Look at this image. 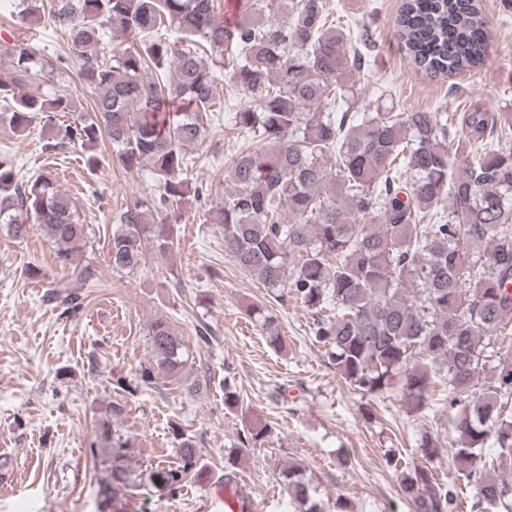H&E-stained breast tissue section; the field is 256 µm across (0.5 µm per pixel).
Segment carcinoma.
I'll use <instances>...</instances> for the list:
<instances>
[{
    "mask_svg": "<svg viewBox=\"0 0 512 512\" xmlns=\"http://www.w3.org/2000/svg\"><path fill=\"white\" fill-rule=\"evenodd\" d=\"M220 0H26L22 21L45 14L68 31L70 53L92 89L91 110L72 123L71 95L47 94L39 77L52 64L30 47L0 62V124L20 138L33 124L53 131L52 148H94L106 139L121 165L149 172L158 194L119 214L107 242L108 266L130 273L144 248L166 260L189 197L195 146L211 125L241 141L224 163L230 188L208 209L224 234V254L245 275L282 291L310 312L309 333L328 364L365 399L399 387L406 413L429 407L434 387L448 404V434H417L421 461L396 448L383 453L400 475L414 512H455L462 488L439 473L450 448L471 512H512V112L475 103L446 111L358 110L367 88L357 77L375 56L373 31L349 27L327 0H245L232 25L216 17ZM396 35L413 66L452 78L482 65L489 52L480 0H403ZM245 101L216 115V72ZM22 239L38 230L69 276L50 298L76 312L71 282L96 279L81 262L89 244L72 198L49 179L24 186L9 157L0 158V227ZM267 345L286 347L274 317L247 306ZM147 347L155 366L140 369L132 393L174 377L188 360L170 322L156 318ZM224 406L241 414L240 447L264 443L270 425L243 407L224 377ZM114 403L97 421L91 451L104 457L99 504L132 488L174 494L201 475L198 450L178 433L181 464L130 470L131 436ZM279 483L300 512H326L318 488L294 464Z\"/></svg>",
    "mask_w": 512,
    "mask_h": 512,
    "instance_id": "1",
    "label": "carcinoma"
}]
</instances>
